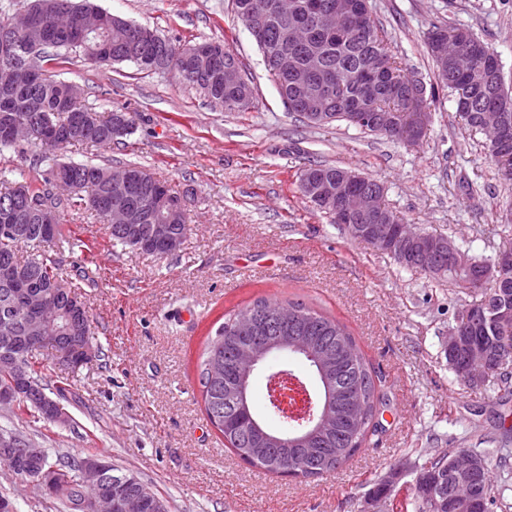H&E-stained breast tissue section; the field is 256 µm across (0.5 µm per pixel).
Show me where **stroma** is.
I'll return each instance as SVG.
<instances>
[{
	"label": "stroma",
	"mask_w": 512,
	"mask_h": 512,
	"mask_svg": "<svg viewBox=\"0 0 512 512\" xmlns=\"http://www.w3.org/2000/svg\"><path fill=\"white\" fill-rule=\"evenodd\" d=\"M113 14L184 44L223 40L257 91V105L228 112L170 74L131 64L99 67L71 53L52 72L83 87L98 111L127 107L137 129L105 148L69 147L64 160L135 162L186 195L190 230L174 255L111 247L87 210L65 224L92 249L58 253L65 283L85 302L109 359L69 373L49 349L45 381L69 376L70 419L0 407V427L50 455L88 453L150 482L169 512H391L373 499L390 478L405 496L425 460L494 437L507 468H493L512 512V432L493 385L475 390L448 367L445 344L468 290L404 269L315 212L297 177L316 161L376 178L384 202L417 230L495 257L512 240V182L501 179L456 115L427 52L433 26L470 28L498 53L512 88V0H368L387 51L434 97L427 133L410 147L343 122L311 127L288 112L231 0H95ZM259 297L300 300L345 325L382 381L389 405L365 446L335 472L294 479L251 467L207 419L197 362L225 317ZM17 512H56L52 500L0 465V494Z\"/></svg>",
	"instance_id": "35a3bbf8"
}]
</instances>
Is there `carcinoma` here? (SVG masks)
Here are the masks:
<instances>
[{"mask_svg": "<svg viewBox=\"0 0 512 512\" xmlns=\"http://www.w3.org/2000/svg\"><path fill=\"white\" fill-rule=\"evenodd\" d=\"M336 0H288L278 6V0H232V11L243 26H248L251 16L260 17L265 26V45L259 46L268 77L275 85L279 96L288 98V111L296 113L309 125H317L308 113L321 108L332 112H349L351 108L373 109L396 113V127L383 133L388 139L402 140L412 122L413 107L404 99L409 85L417 79L406 72L401 63L390 56L377 24L367 18L364 25L341 31L335 26L312 17L309 5L321 7L320 15L330 12ZM27 10L40 15L26 37L14 46H0V151H8L21 158L30 157L41 173V186L33 187L26 182L0 189V208L3 201L26 192L30 201L41 204L54 203L58 216L55 228L45 229L31 213L17 216L16 223L25 226L26 234L0 241V321L10 320L15 335L23 338L30 335V322L16 316L18 306L17 288L12 270L23 268L26 278L37 289L50 292L51 280L59 275V267L51 252L67 249L71 252L82 248L63 224V215L71 208L81 207L102 219V211L122 207L140 215L142 251L153 256L168 255L167 246L149 236L148 225L171 224V235L183 238L187 233L186 211H181L174 220H168L172 203L178 193L165 183L155 179L143 166L127 163L125 168L131 181L125 188L109 184L110 168L87 162H62L58 153L72 145L87 147H109L113 143L134 133L135 123L122 135L112 134L111 123L117 115H124L122 108L113 109L104 116L77 97L74 109L90 112L97 118V129L77 133L71 129L72 113L60 102L62 93L69 88L66 81L54 78L41 61L58 56V51L79 52L88 60L105 65L130 63L142 69L138 54L153 56L157 61L156 71L173 73L185 86L201 91L212 101L225 105L233 102L235 112H244L255 107V93L251 80L239 88L224 86L222 73L228 61L241 65L238 56L219 41L222 48L217 59L199 61L193 68H183L186 53L195 49L193 45H181L156 34V40L140 46L134 44L136 24L106 9L84 0H34ZM85 10H95L101 17L100 35L84 43L76 37L72 28L61 24L47 30L44 19L58 20L71 17ZM458 36L463 39L466 51L443 60L439 55L442 43ZM42 45L41 56L33 63L34 79L23 85L16 81L14 69L29 64V44ZM428 49L438 69V76L450 89L456 104V112L472 132L479 131V114L485 108L503 105L509 99V112L502 138L487 151L497 163L501 175L512 180V96L506 90L501 62L498 54L472 30L449 26H436L428 36ZM288 59V67L278 68L275 60ZM318 62L325 73L343 77V89L338 96L339 104H323L303 98L299 86L294 83L290 67H305ZM28 120L36 127L37 135L31 140L16 142L5 133L13 123ZM344 169L319 162L306 165L298 178V190L312 207L329 217H334L336 205L321 204L309 191V186L321 180L340 181ZM62 180L81 187V190L65 199L51 196L52 182ZM391 222L386 225L381 242L359 235L364 227L347 228L352 239L372 245L379 251L389 253L390 244L405 236L406 224L392 210H387ZM26 246L33 253L22 260L19 248ZM500 281L492 283L480 297H490L492 310L485 311L470 327L463 331L461 346L455 350L448 362L457 378H463L468 368V351L473 346L489 349L494 358L512 361V265L496 272ZM245 310L254 315L249 323L240 321L241 312L224 319L208 339L200 356V385L205 410L210 424L223 436L224 443L249 465L271 473H280L284 463L292 458L306 456L304 478L315 479L339 469L365 445L374 420L388 406L389 399L375 384L369 364L357 346L355 337L346 326L301 301L261 297L247 305ZM281 336H308L314 343V357L320 363L322 387L334 393L330 405H325L326 395L310 394V415L319 420L322 427L312 431L311 439L319 453L309 456L307 449L295 444L286 448L275 444H262L252 432L253 406H241L235 399V385L246 373L240 365L241 356L248 350L271 343ZM94 341L90 321L63 341L69 346H80L84 339ZM30 376L43 384L44 367L39 362L38 349H33L26 358ZM275 416L279 418V430L296 434L306 432L310 421L290 417L275 402H270ZM458 449L443 451L428 458L421 466L408 495L400 503L398 512H497L501 508L500 498L495 495L491 481V464L485 462L482 470L473 477L471 494L466 506H461L453 493L454 481L448 470V459ZM84 457L59 456L50 461L44 454L47 468L60 471L63 487L49 495L56 501L60 512H83L80 504L99 494L102 487L91 481L84 472ZM130 492H141L146 498L144 512H156L154 499L161 497L154 488L132 476L128 486Z\"/></svg>", "mask_w": 512, "mask_h": 512, "instance_id": "carcinoma-1", "label": "carcinoma"}]
</instances>
